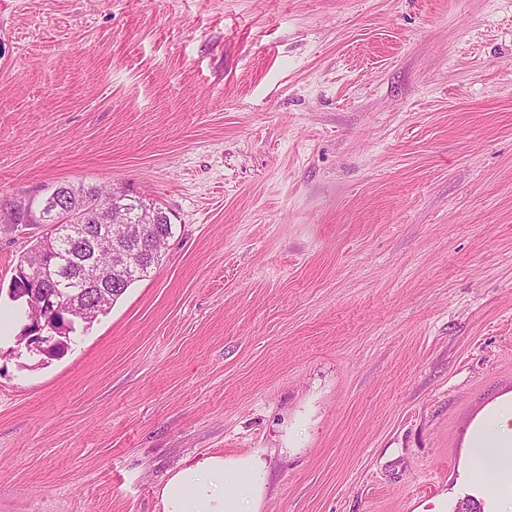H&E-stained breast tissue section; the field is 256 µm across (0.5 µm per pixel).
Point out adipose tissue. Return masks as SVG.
I'll use <instances>...</instances> for the list:
<instances>
[{
    "mask_svg": "<svg viewBox=\"0 0 512 512\" xmlns=\"http://www.w3.org/2000/svg\"><path fill=\"white\" fill-rule=\"evenodd\" d=\"M475 477L493 475L489 496L512 505V401L496 406L471 438ZM266 465L258 454L209 456L179 469L165 482L162 512H258Z\"/></svg>",
    "mask_w": 512,
    "mask_h": 512,
    "instance_id": "ef3b65f1",
    "label": "adipose tissue"
}]
</instances>
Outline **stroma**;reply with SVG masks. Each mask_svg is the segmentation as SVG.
Instances as JSON below:
<instances>
[{"label":"stroma","mask_w":512,"mask_h":512,"mask_svg":"<svg viewBox=\"0 0 512 512\" xmlns=\"http://www.w3.org/2000/svg\"><path fill=\"white\" fill-rule=\"evenodd\" d=\"M117 184L161 264L67 352L8 289L0 512H162L260 453L261 512H501L466 432L512 393V0H0V203Z\"/></svg>","instance_id":"35a3bbf8"}]
</instances>
